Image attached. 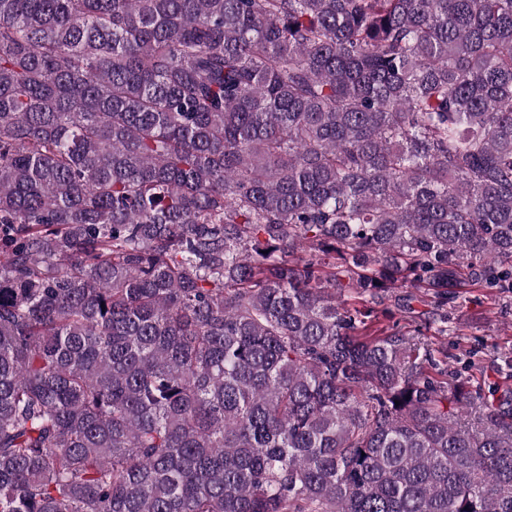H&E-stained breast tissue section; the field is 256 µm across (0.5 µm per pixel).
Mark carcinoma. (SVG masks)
<instances>
[{"instance_id":"cac0c4a2","label":"carcinoma","mask_w":512,"mask_h":512,"mask_svg":"<svg viewBox=\"0 0 512 512\" xmlns=\"http://www.w3.org/2000/svg\"><path fill=\"white\" fill-rule=\"evenodd\" d=\"M469 285L512 0H0V512H512ZM422 298L414 302L420 311L429 312L431 322L427 343L437 350V359L448 362V369L460 370L470 378L473 390L483 386L486 375L499 381L501 389L512 388V370L506 369L503 357L512 356V294L495 289L473 286L465 288L455 304L448 336H434L439 323L430 298L419 292ZM447 356V358H445ZM503 371H501V367ZM499 370V371H498Z\"/></svg>"}]
</instances>
